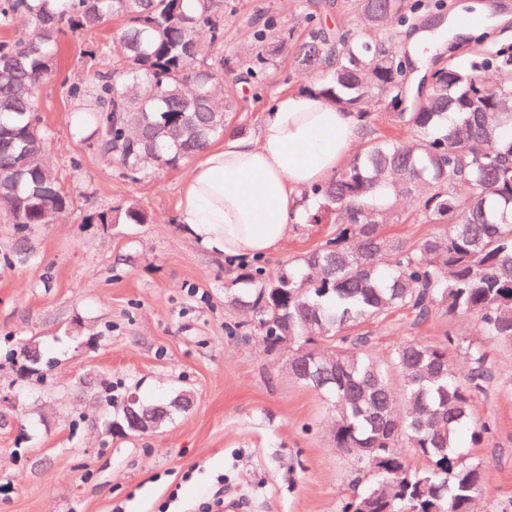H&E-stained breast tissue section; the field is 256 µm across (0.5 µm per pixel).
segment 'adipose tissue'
<instances>
[{"label": "adipose tissue", "mask_w": 512, "mask_h": 512, "mask_svg": "<svg viewBox=\"0 0 512 512\" xmlns=\"http://www.w3.org/2000/svg\"><path fill=\"white\" fill-rule=\"evenodd\" d=\"M363 124L314 89L274 97L257 136L231 134L199 152L180 191L178 223L198 248L225 260L269 255L303 223V191L335 174Z\"/></svg>", "instance_id": "adipose-tissue-1"}]
</instances>
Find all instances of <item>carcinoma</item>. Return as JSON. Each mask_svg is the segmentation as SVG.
Returning a JSON list of instances; mask_svg holds the SVG:
<instances>
[{
    "label": "carcinoma",
    "mask_w": 512,
    "mask_h": 512,
    "mask_svg": "<svg viewBox=\"0 0 512 512\" xmlns=\"http://www.w3.org/2000/svg\"><path fill=\"white\" fill-rule=\"evenodd\" d=\"M444 0H358L378 34L363 39L320 27L308 32L294 64L322 69L319 93L365 121L392 111L406 140L366 139L327 182L302 194L307 223L336 225V238L269 272L241 267L226 300L247 321L229 327L247 338L288 336V368L323 394L335 412L336 447L366 482L341 512H478L488 493L483 461L459 446L492 432L477 402L500 389L488 345L512 344V46L485 35L469 61L436 65L425 98L402 108L407 76L385 35ZM28 29L0 41V210L27 250L32 224H52L73 201L47 160L38 111L41 84L54 72L60 25L92 33L121 21L115 41L83 53L91 79L68 96L86 104L77 124L101 157L136 180L149 167L173 169L224 135L232 99H223L224 0H0V29ZM246 73L274 68L288 32L274 15L251 23ZM406 202L436 228L413 242L385 224ZM414 332L437 318L472 317L477 339L448 332L375 352L389 318ZM179 392L165 402L128 401L114 432H136L190 406ZM422 461L411 465L401 452Z\"/></svg>",
    "instance_id": "cac0c4a2"
}]
</instances>
